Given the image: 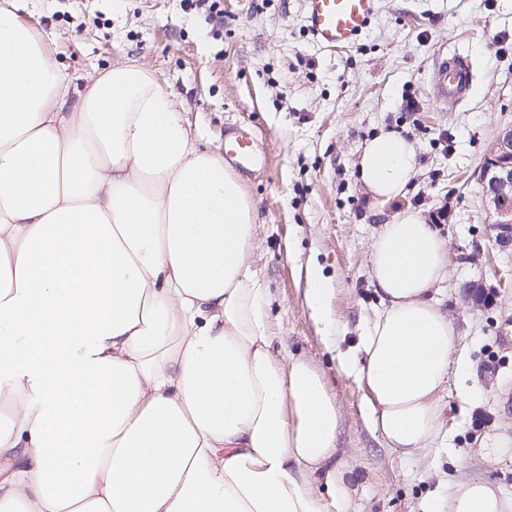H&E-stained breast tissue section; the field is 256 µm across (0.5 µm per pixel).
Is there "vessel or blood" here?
Segmentation results:
<instances>
[{"label":"vessel or blood","mask_w":512,"mask_h":512,"mask_svg":"<svg viewBox=\"0 0 512 512\" xmlns=\"http://www.w3.org/2000/svg\"><path fill=\"white\" fill-rule=\"evenodd\" d=\"M305 28L313 42L326 49L354 45L368 30L378 11V0H304ZM439 100L455 106L468 98L475 80L472 61L457 53L441 55L437 62ZM255 136L237 129L225 139L224 159L242 171L261 164Z\"/></svg>","instance_id":"1"}]
</instances>
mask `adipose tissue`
<instances>
[{
  "mask_svg": "<svg viewBox=\"0 0 512 512\" xmlns=\"http://www.w3.org/2000/svg\"><path fill=\"white\" fill-rule=\"evenodd\" d=\"M18 9L0 5V512H344L340 413L311 362L273 349L238 177L147 68L78 86ZM418 164L392 131L357 173L387 203ZM369 265L382 310L364 362L338 361L411 456L458 350L434 299L448 244L407 209ZM448 512L512 501L462 481Z\"/></svg>",
  "mask_w": 512,
  "mask_h": 512,
  "instance_id": "1",
  "label": "adipose tissue"
}]
</instances>
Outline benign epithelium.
<instances>
[{"instance_id":"obj_1","label":"benign epithelium","mask_w":512,"mask_h":512,"mask_svg":"<svg viewBox=\"0 0 512 512\" xmlns=\"http://www.w3.org/2000/svg\"><path fill=\"white\" fill-rule=\"evenodd\" d=\"M485 207L495 216L494 229L497 240H512V206L505 200L512 199V125L501 128L480 170Z\"/></svg>"}]
</instances>
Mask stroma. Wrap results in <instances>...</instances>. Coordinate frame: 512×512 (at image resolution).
<instances>
[{
  "label": "stroma",
  "instance_id": "35a3bbf8",
  "mask_svg": "<svg viewBox=\"0 0 512 512\" xmlns=\"http://www.w3.org/2000/svg\"><path fill=\"white\" fill-rule=\"evenodd\" d=\"M21 16L51 36L77 82L112 66H147L201 144L252 124L267 162L241 174L254 209L248 264L266 288L276 346L311 361L340 412L336 461L347 465L351 512L446 508L452 485L488 480L512 495V459L473 451L490 430L512 432V246H500L482 201L479 170L512 123V0H379L366 35L344 50L318 48L301 0H220L212 27L187 0H19ZM448 51L474 63L471 98L438 105L436 62ZM417 103L405 111L406 98ZM414 146L419 170L404 197L375 201L357 174L363 146L387 131ZM453 137L438 145L441 131ZM448 217V277L438 300L462 354L440 396L431 448L405 458L370 423L366 391L340 368L327 337L357 350L380 311L369 245L403 209ZM331 290L330 320L306 302L310 272ZM493 295L473 297L474 285Z\"/></svg>",
  "mask_w": 512,
  "mask_h": 512
}]
</instances>
